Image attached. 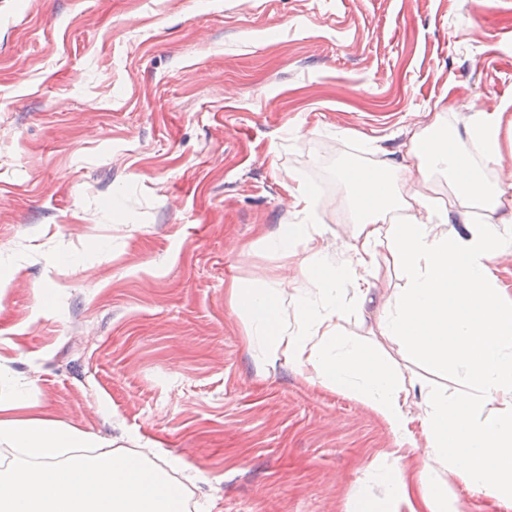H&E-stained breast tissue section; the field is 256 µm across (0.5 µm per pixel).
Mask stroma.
<instances>
[{
  "instance_id": "obj_1",
  "label": "stroma",
  "mask_w": 512,
  "mask_h": 512,
  "mask_svg": "<svg viewBox=\"0 0 512 512\" xmlns=\"http://www.w3.org/2000/svg\"><path fill=\"white\" fill-rule=\"evenodd\" d=\"M512 115V0H0V400L171 462L183 512H392L397 443L351 394L262 361L229 287L275 289L296 327L316 267L350 259L340 171L403 162L438 116ZM323 247L260 245L302 221ZM495 274L512 302V191ZM67 263L56 264L58 255ZM340 333L410 389L459 370L385 336L336 284ZM51 304H43V295Z\"/></svg>"
}]
</instances>
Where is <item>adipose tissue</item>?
Instances as JSON below:
<instances>
[{
	"label": "adipose tissue",
	"instance_id": "obj_1",
	"mask_svg": "<svg viewBox=\"0 0 512 512\" xmlns=\"http://www.w3.org/2000/svg\"><path fill=\"white\" fill-rule=\"evenodd\" d=\"M502 120V113L485 112L469 130L482 156L496 164L502 161ZM436 128L432 122L412 133L409 177H399L388 161L347 174L356 210L351 285L356 298L368 300L367 273L398 267L404 284L395 300L381 303L388 335L423 357L461 367L467 395L455 401L425 395L422 417H411L409 389L373 355L344 347L335 313L317 298L305 296L294 330L282 323L283 301L273 289L235 286L230 298L248 339L262 340L267 365L292 357L308 385L353 395L399 442L424 439L427 454L416 474L420 496L412 498L406 474H398L394 512H457L453 498L432 480L437 464L512 512V304L503 303L493 273L502 253L499 227L470 219L476 209L497 211L508 185L486 181ZM438 172L447 176L452 194L447 211L432 205ZM393 210L404 212L403 221L383 223ZM453 214L461 230L443 233ZM491 402L497 411H486ZM10 410L0 404V444L23 449L31 464L0 477V512H176L164 480L145 478L129 456L96 434L44 416L13 418ZM71 448L84 449V456L59 465Z\"/></svg>",
	"mask_w": 512,
	"mask_h": 512
}]
</instances>
